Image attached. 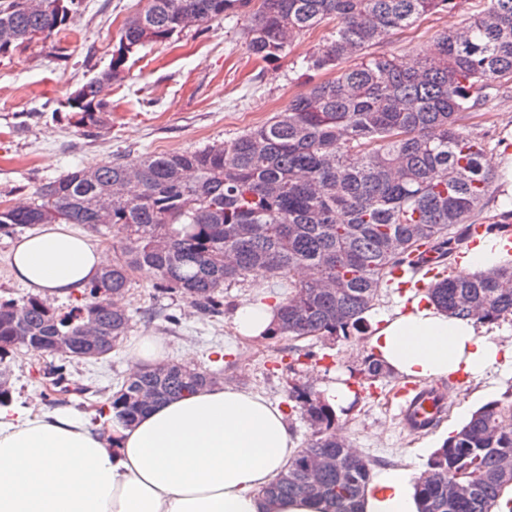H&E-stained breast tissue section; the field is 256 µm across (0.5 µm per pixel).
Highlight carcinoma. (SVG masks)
<instances>
[{
	"label": "carcinoma",
	"instance_id": "obj_1",
	"mask_svg": "<svg viewBox=\"0 0 512 512\" xmlns=\"http://www.w3.org/2000/svg\"><path fill=\"white\" fill-rule=\"evenodd\" d=\"M0 0V26L12 31L0 55L66 25L82 0ZM147 0L128 18L107 70L68 98V120L86 132L104 128V89L129 54L176 32L248 15L247 49L261 61L286 53L304 31L332 26L301 71L307 90L240 136L201 149L118 156L77 168L37 187L33 201L0 207V237L39 224H81L117 243L112 266L86 292L59 305L39 294L0 296V406L13 400L15 341L63 364L43 371L61 388L64 362L81 358L76 337L96 327L111 343L129 335L125 303L132 273L154 271L155 288L178 293L209 317L224 311V286L249 277L288 282L274 304L268 336L348 339L391 275L434 272L426 295L451 316L512 322V260L471 276L447 274L478 222L485 233L512 226L484 214L497 180L486 166L488 141L465 120L481 111L487 91L512 81V0H485L483 13L438 34L405 65L371 52L455 0ZM335 72L316 81L314 74ZM309 271L295 281L299 268ZM224 381V368L166 362L124 378L96 408L103 424L133 423L151 404ZM291 408L314 434L297 450L271 498H312L327 512H362L371 480L367 459L350 455L336 435V414L310 390L295 389ZM330 456L315 487H301L307 460ZM473 459L478 470L458 494L451 482ZM512 392L474 411L437 448L417 479L420 512H512Z\"/></svg>",
	"mask_w": 512,
	"mask_h": 512
}]
</instances>
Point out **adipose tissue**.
<instances>
[{"instance_id": "obj_1", "label": "adipose tissue", "mask_w": 512, "mask_h": 512, "mask_svg": "<svg viewBox=\"0 0 512 512\" xmlns=\"http://www.w3.org/2000/svg\"><path fill=\"white\" fill-rule=\"evenodd\" d=\"M111 253L66 224L24 236L12 263L39 294L87 288ZM366 355L397 376L483 377L512 351L449 316L426 295L380 318ZM296 442L285 410L222 383L151 406L134 423L105 429L68 406L0 407V512H326L323 503L265 496ZM364 512H419L412 472L390 469L367 486Z\"/></svg>"}]
</instances>
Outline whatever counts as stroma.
Returning <instances> with one entry per match:
<instances>
[{
  "mask_svg": "<svg viewBox=\"0 0 512 512\" xmlns=\"http://www.w3.org/2000/svg\"><path fill=\"white\" fill-rule=\"evenodd\" d=\"M147 0H84L67 26L46 40L0 56V204L30 196L35 187L66 171L100 163L122 152L139 156L194 150L235 138L244 129L284 109L306 89L293 67L316 53L330 29L320 26L299 36L290 53L267 62L248 53L243 31L247 16L186 28L172 39L150 43L131 54L123 71L104 94L111 123L85 132L66 118L67 100L78 86L109 66L125 20ZM484 0H457L455 7L396 32L376 45L379 53L408 58L441 32L462 26L482 11ZM128 294L134 329L153 328L165 336L167 358L181 361L193 349V366L210 368L224 358L229 383L288 406L293 389L347 383L355 397L336 416L352 447L371 463L373 472L388 468L423 471L448 435L480 406L502 399L512 388V369L501 367L479 379L459 376L433 381L446 399L439 422L423 434L406 431L398 419L400 398L389 390L398 376L367 379L355 340L280 336L253 342L234 328L238 307L276 295L272 278H250L224 289V312L215 318L193 310L179 294H159L152 279L133 274ZM174 314L179 325L165 317ZM127 344L106 357L67 363L68 391L45 396L38 371L49 357L17 351L11 363L18 402L42 410L68 405L93 419V404L115 391L127 375ZM314 350L317 361L303 358Z\"/></svg>",
  "mask_w": 512,
  "mask_h": 512,
  "instance_id": "obj_1",
  "label": "stroma"
}]
</instances>
